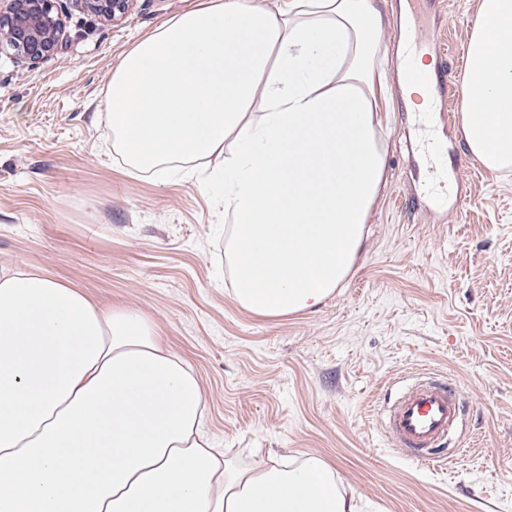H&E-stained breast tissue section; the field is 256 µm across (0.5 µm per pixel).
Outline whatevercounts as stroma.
I'll return each instance as SVG.
<instances>
[{
	"mask_svg": "<svg viewBox=\"0 0 512 512\" xmlns=\"http://www.w3.org/2000/svg\"><path fill=\"white\" fill-rule=\"evenodd\" d=\"M387 0L388 20L466 49L470 0ZM196 0H133L121 19L60 0L65 30L37 66L0 53V267L35 266L100 306L135 307L186 359L204 429L241 466L253 449L318 457L356 512H512V170L478 167L448 104L422 122L386 37L388 177L343 288L309 312L259 317L234 300L228 229L208 170L130 173L100 106L140 38ZM473 202L454 211L457 193ZM430 369L460 384L459 451L429 469L379 427L389 381Z\"/></svg>",
	"mask_w": 512,
	"mask_h": 512,
	"instance_id": "stroma-1",
	"label": "stroma"
}]
</instances>
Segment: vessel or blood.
Returning a JSON list of instances; mask_svg holds the SVG:
<instances>
[{
	"mask_svg": "<svg viewBox=\"0 0 512 512\" xmlns=\"http://www.w3.org/2000/svg\"><path fill=\"white\" fill-rule=\"evenodd\" d=\"M410 82L422 92L438 83V70L405 62ZM380 426L399 455L422 466L445 461L449 442L463 430L462 396L453 382L419 373L398 384L382 406Z\"/></svg>",
	"mask_w": 512,
	"mask_h": 512,
	"instance_id": "1",
	"label": "vessel or blood"
}]
</instances>
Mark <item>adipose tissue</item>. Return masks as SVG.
I'll return each instance as SVG.
<instances>
[{"label": "adipose tissue", "instance_id": "adipose-tissue-1", "mask_svg": "<svg viewBox=\"0 0 512 512\" xmlns=\"http://www.w3.org/2000/svg\"><path fill=\"white\" fill-rule=\"evenodd\" d=\"M381 4L199 0L112 72L103 112L133 172L223 159L251 314L314 310L353 269L387 172ZM460 124L482 166L512 167V0H475ZM204 409L146 314L0 268V512H355L321 458H224Z\"/></svg>", "mask_w": 512, "mask_h": 512}]
</instances>
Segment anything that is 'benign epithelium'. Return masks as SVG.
<instances>
[{
    "label": "benign epithelium",
    "instance_id": "benign-epithelium-1",
    "mask_svg": "<svg viewBox=\"0 0 512 512\" xmlns=\"http://www.w3.org/2000/svg\"><path fill=\"white\" fill-rule=\"evenodd\" d=\"M0 7V52L16 60L40 63L52 56L63 32L57 0H4ZM87 10L114 19L127 13L131 0H83Z\"/></svg>",
    "mask_w": 512,
    "mask_h": 512
}]
</instances>
